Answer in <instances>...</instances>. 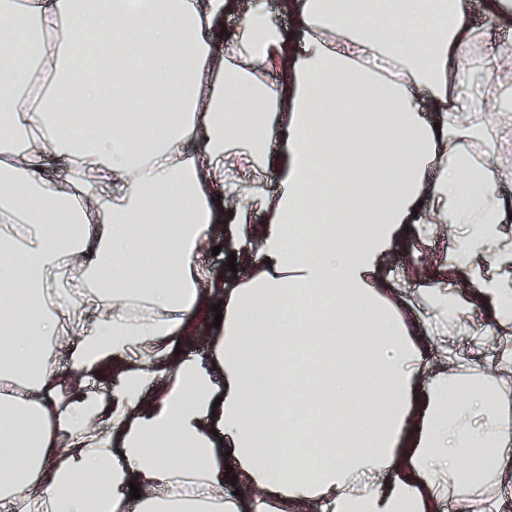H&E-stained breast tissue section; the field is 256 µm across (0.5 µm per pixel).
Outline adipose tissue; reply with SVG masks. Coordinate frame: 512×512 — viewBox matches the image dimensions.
Instances as JSON below:
<instances>
[{"instance_id": "ef3b65f1", "label": "adipose tissue", "mask_w": 512, "mask_h": 512, "mask_svg": "<svg viewBox=\"0 0 512 512\" xmlns=\"http://www.w3.org/2000/svg\"><path fill=\"white\" fill-rule=\"evenodd\" d=\"M282 7L295 31L267 0H0V512H119L133 484L137 512H472L512 485V287L476 263L512 259V50L464 0ZM274 142L276 191L240 186ZM441 225L426 312L500 353L423 382L379 260ZM217 235L253 259L228 291L195 262ZM218 296L208 357L176 353ZM104 368L110 394L60 398ZM468 2L470 20L485 27L487 39L491 44L497 46L510 42L512 44V32L501 31L487 20L483 10L484 0H468Z\"/></svg>"}]
</instances>
